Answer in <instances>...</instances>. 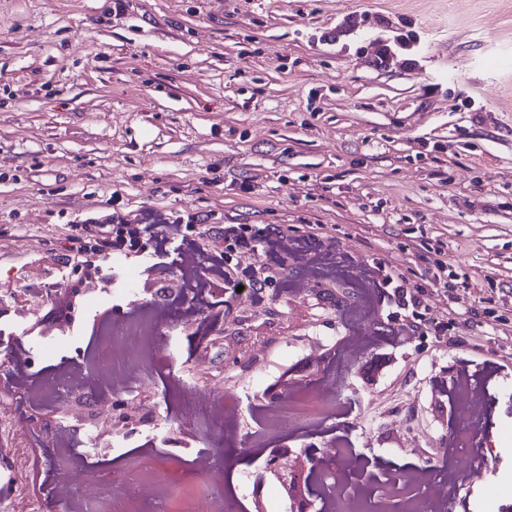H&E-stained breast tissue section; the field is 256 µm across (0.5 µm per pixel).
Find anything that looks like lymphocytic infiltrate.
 <instances>
[{"label":"lymphocytic infiltrate","instance_id":"lymphocytic-infiltrate-1","mask_svg":"<svg viewBox=\"0 0 512 512\" xmlns=\"http://www.w3.org/2000/svg\"><path fill=\"white\" fill-rule=\"evenodd\" d=\"M198 216L170 218L163 211L150 209L140 218L129 220L113 216L110 223L90 226L75 224L66 237L65 250L68 258L80 259L87 275L101 274L113 256L141 258L148 260V272L154 278H161L165 272L157 260L166 243L179 242V264L185 278H193L198 270L223 279L224 285L237 289L240 284V270H247L250 286L259 291L274 278L268 264L263 263L266 255L299 256L312 243L323 251L320 265L309 267L301 277L291 284L295 294L311 291L312 288L335 282L337 277L355 280L365 287L393 289L400 309L391 315L395 326L392 330V345L414 344L421 334V325L432 309L431 295L425 289L412 286L407 276L395 266L382 262H364L339 253L336 239L328 232H312L293 236L285 232L273 235L259 234L254 238L251 250L241 254L235 263L229 264L223 255L217 254L205 239L204 232L198 231ZM196 228L193 238H180L182 227Z\"/></svg>","mask_w":512,"mask_h":512}]
</instances>
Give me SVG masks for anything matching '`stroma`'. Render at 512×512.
Wrapping results in <instances>:
<instances>
[{
  "instance_id": "stroma-1",
  "label": "stroma",
  "mask_w": 512,
  "mask_h": 512,
  "mask_svg": "<svg viewBox=\"0 0 512 512\" xmlns=\"http://www.w3.org/2000/svg\"><path fill=\"white\" fill-rule=\"evenodd\" d=\"M0 0V326L22 330L36 369L85 362L114 322L170 294L176 329L164 367L144 362L150 400L166 416L113 427L90 392L33 405L24 416L80 427L73 440L110 431L108 458L85 468L110 475L151 447L173 461L221 446L232 512L261 493L266 512L288 498L242 436L264 433L309 471L308 450L349 449L366 473L447 471L461 460L448 436L438 381L466 372L483 391L481 441L470 453L476 486L448 499L447 512H512V0ZM161 209L198 215L220 228L246 224L305 234L334 227L341 252L384 259L412 284L431 288L436 261L448 286L443 339L424 322L420 348L392 347L394 301L357 291L355 313L334 289L286 293L308 256L272 258L277 285L259 304L277 316L257 326L237 300L216 303L236 338L206 350V322L186 321L177 296L183 274L168 252L162 283L135 302L118 296L113 270L90 284L72 343L53 331L55 296L82 277L62 264L73 224H104ZM365 347L346 352L352 330ZM331 379L332 409L309 401L312 425L278 434L259 418V398L276 386L306 393ZM215 383L242 409L240 435L215 443L206 427L183 426L176 385ZM49 435L0 437V498L28 512L49 488L37 470Z\"/></svg>"
}]
</instances>
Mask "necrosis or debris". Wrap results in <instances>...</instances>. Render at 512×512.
<instances>
[{"mask_svg":"<svg viewBox=\"0 0 512 512\" xmlns=\"http://www.w3.org/2000/svg\"><path fill=\"white\" fill-rule=\"evenodd\" d=\"M161 342L157 324L145 314L113 325L98 347L101 367L93 377L82 379L72 369L60 372L54 380L32 377L22 389L29 400L41 402L64 397L66 393L89 386H105L116 393L135 394L142 382L139 368L149 345ZM211 418L216 430L237 421V405L224 401L218 393L201 391L184 394L181 421L192 426L200 416ZM69 430H57L52 443L51 464L55 490L49 497L32 499L30 512H141L139 505H153L182 495L189 512H223L224 482L213 475L214 454L204 451L183 463L194 478L185 492L167 483L159 466L140 462L100 479L86 470L63 464L62 456L70 446ZM326 493L321 512H443L447 502L440 496L433 477L405 478L401 485L376 480L370 490H360L349 477L336 473L335 462L320 465Z\"/></svg>","mask_w":512,"mask_h":512,"instance_id":"necrosis-or-debris-1","label":"necrosis or debris"}]
</instances>
